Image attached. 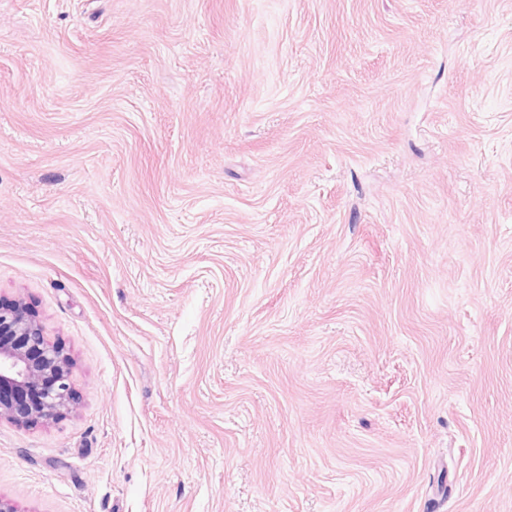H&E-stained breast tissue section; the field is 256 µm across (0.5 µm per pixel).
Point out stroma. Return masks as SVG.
I'll return each mask as SVG.
<instances>
[{"mask_svg":"<svg viewBox=\"0 0 512 512\" xmlns=\"http://www.w3.org/2000/svg\"><path fill=\"white\" fill-rule=\"evenodd\" d=\"M0 298L16 512H512V0H0ZM0 422L35 425L75 409L70 377L73 361L59 342L49 341L41 323L21 300L0 299Z\"/></svg>","mask_w":512,"mask_h":512,"instance_id":"35a3bbf8","label":"stroma"}]
</instances>
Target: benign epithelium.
<instances>
[{
	"instance_id": "benign-epithelium-1",
	"label": "benign epithelium",
	"mask_w": 512,
	"mask_h": 512,
	"mask_svg": "<svg viewBox=\"0 0 512 512\" xmlns=\"http://www.w3.org/2000/svg\"><path fill=\"white\" fill-rule=\"evenodd\" d=\"M0 422L35 425L75 409L70 377L73 361L59 342L49 341L41 323L21 300L0 299Z\"/></svg>"
}]
</instances>
